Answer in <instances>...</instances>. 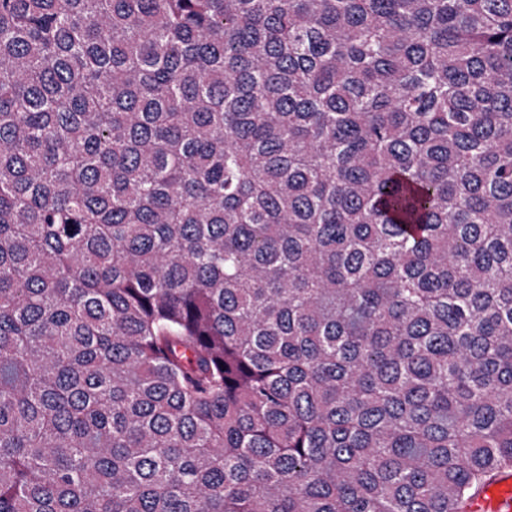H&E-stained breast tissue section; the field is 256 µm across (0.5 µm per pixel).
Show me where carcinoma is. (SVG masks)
Here are the masks:
<instances>
[{
    "instance_id": "obj_1",
    "label": "carcinoma",
    "mask_w": 512,
    "mask_h": 512,
    "mask_svg": "<svg viewBox=\"0 0 512 512\" xmlns=\"http://www.w3.org/2000/svg\"><path fill=\"white\" fill-rule=\"evenodd\" d=\"M510 470L512 0H0V512Z\"/></svg>"
}]
</instances>
